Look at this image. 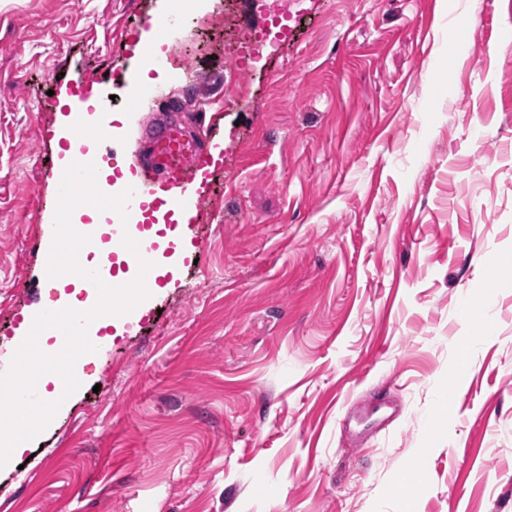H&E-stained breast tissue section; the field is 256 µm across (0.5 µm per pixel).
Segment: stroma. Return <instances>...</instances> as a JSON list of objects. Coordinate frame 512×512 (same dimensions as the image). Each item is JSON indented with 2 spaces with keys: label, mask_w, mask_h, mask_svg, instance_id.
Segmentation results:
<instances>
[{
  "label": "stroma",
  "mask_w": 512,
  "mask_h": 512,
  "mask_svg": "<svg viewBox=\"0 0 512 512\" xmlns=\"http://www.w3.org/2000/svg\"><path fill=\"white\" fill-rule=\"evenodd\" d=\"M142 69V16L182 0H0V370L48 278L68 92L112 97L103 178L145 174L159 120L208 145L199 245L82 356V385L0 469V512H512V0H305L233 66L258 0H193ZM468 38L449 53L448 29ZM475 345L458 408L438 397ZM266 40L265 37H259L255 33L251 31L243 32L237 40H235L234 45L230 51V57L234 61L235 64H238L240 60L247 57H254L257 53H259L261 47L264 45ZM272 41V40H271ZM271 41H266L263 50L259 55H263V52L270 47ZM258 55V56H259ZM124 55H118L115 60L118 75L126 86V94L129 103L137 106L139 102L149 94L148 89L142 83L138 74V68H129L123 64Z\"/></svg>",
  "instance_id": "stroma-1"
}]
</instances>
